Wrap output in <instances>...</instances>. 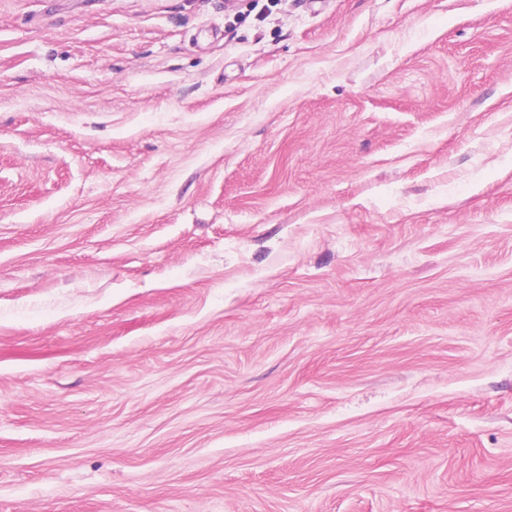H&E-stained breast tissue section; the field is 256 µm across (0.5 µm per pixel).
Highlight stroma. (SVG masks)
Wrapping results in <instances>:
<instances>
[{
  "label": "stroma",
  "mask_w": 512,
  "mask_h": 512,
  "mask_svg": "<svg viewBox=\"0 0 512 512\" xmlns=\"http://www.w3.org/2000/svg\"><path fill=\"white\" fill-rule=\"evenodd\" d=\"M0 512H512V0H0Z\"/></svg>",
  "instance_id": "35a3bbf8"
}]
</instances>
